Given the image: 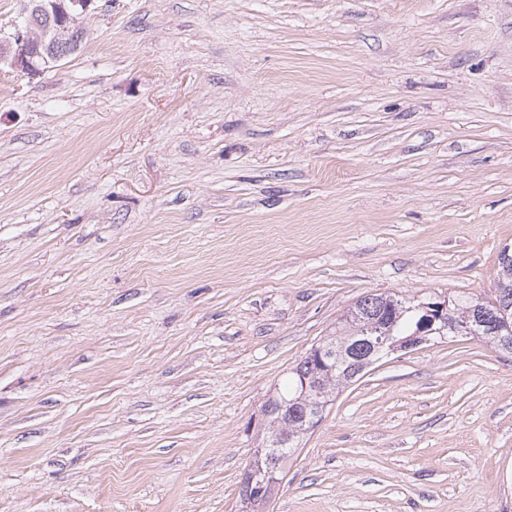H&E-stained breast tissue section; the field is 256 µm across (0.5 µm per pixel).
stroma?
Segmentation results:
<instances>
[{
  "label": "stroma",
  "instance_id": "obj_1",
  "mask_svg": "<svg viewBox=\"0 0 512 512\" xmlns=\"http://www.w3.org/2000/svg\"><path fill=\"white\" fill-rule=\"evenodd\" d=\"M0 66V512H246L264 404L368 294L491 298L512 0H96ZM265 512H512V354L374 364Z\"/></svg>",
  "mask_w": 512,
  "mask_h": 512
}]
</instances>
